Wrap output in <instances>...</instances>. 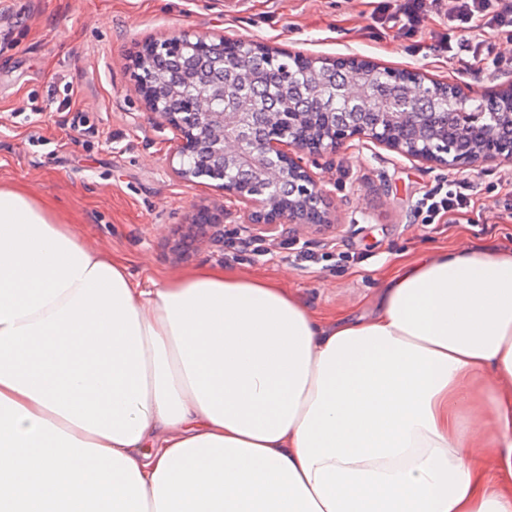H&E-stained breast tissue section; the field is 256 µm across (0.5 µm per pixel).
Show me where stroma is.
<instances>
[{"instance_id": "stroma-1", "label": "stroma", "mask_w": 512, "mask_h": 512, "mask_svg": "<svg viewBox=\"0 0 512 512\" xmlns=\"http://www.w3.org/2000/svg\"><path fill=\"white\" fill-rule=\"evenodd\" d=\"M377 0H0V185L31 191L100 251L142 282L208 263L285 284L319 315L371 312L379 280L400 256L433 247H512V210L502 182L512 161L457 171L411 161L358 141L311 162L336 207V234L308 235L315 259L301 266L288 242L232 256L201 244L182 252L196 206L213 201L208 180L171 171L174 132L147 112L130 58L139 43L180 30L254 39L316 58L358 55L384 67L418 69L438 82L464 81L486 93L512 80L508 40L495 38L503 63L471 69L429 55V32L403 34L378 17ZM469 178L475 208L438 225L414 203L440 181ZM349 252L350 260L336 254Z\"/></svg>"}]
</instances>
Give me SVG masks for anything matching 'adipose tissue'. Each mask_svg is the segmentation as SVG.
Returning a JSON list of instances; mask_svg holds the SVG:
<instances>
[{"mask_svg":"<svg viewBox=\"0 0 512 512\" xmlns=\"http://www.w3.org/2000/svg\"><path fill=\"white\" fill-rule=\"evenodd\" d=\"M0 512H512V248L322 319L222 266L141 284L0 186Z\"/></svg>","mask_w":512,"mask_h":512,"instance_id":"1","label":"adipose tissue"}]
</instances>
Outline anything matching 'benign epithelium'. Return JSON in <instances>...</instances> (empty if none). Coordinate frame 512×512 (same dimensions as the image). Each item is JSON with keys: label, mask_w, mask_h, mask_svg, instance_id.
<instances>
[{"label": "benign epithelium", "mask_w": 512, "mask_h": 512, "mask_svg": "<svg viewBox=\"0 0 512 512\" xmlns=\"http://www.w3.org/2000/svg\"><path fill=\"white\" fill-rule=\"evenodd\" d=\"M232 49L239 62L253 59L273 61L282 53L277 47L245 39H229L219 34H197L182 31L162 40L143 43L133 58L138 93L146 109L159 123L175 132L174 174L187 182L200 178L189 160L199 154L211 162L208 179L220 199L195 209L191 224L186 226L183 246L197 242L224 246V220L237 218L239 234L248 238H279L294 240L302 234L336 233L334 204L325 182L318 178L304 157L333 155L344 144L358 140L377 143L397 155L444 167L475 166L499 158L512 159V135L503 137L498 125L512 127V83L505 86L508 97L487 104L473 94L469 85L448 84L456 113L465 134L478 132L482 146L459 149L427 140L408 141L390 129V109L386 103L365 97L372 73L367 58L350 56L329 60L325 66H354L348 83L351 101L365 99L369 111L355 121L326 124L305 129L312 112L323 109L316 100L310 112H276L261 117L241 107L234 112H214L210 105L224 97L229 89L248 78L241 67L228 70L223 84L187 82L169 85L163 75L172 62L181 58L217 55L224 57V48ZM412 78L416 101L423 104L432 95L422 74L416 70L388 68L380 73L378 82L389 85L399 73ZM236 175L227 176L228 170Z\"/></svg>", "instance_id": "7a95c632"}]
</instances>
